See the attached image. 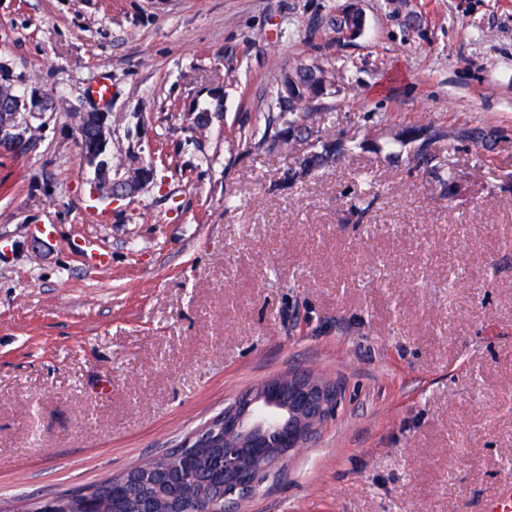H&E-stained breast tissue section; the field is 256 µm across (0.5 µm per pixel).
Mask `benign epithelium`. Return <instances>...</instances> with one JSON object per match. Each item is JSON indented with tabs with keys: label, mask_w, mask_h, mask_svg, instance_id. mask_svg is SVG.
<instances>
[{
	"label": "benign epithelium",
	"mask_w": 512,
	"mask_h": 512,
	"mask_svg": "<svg viewBox=\"0 0 512 512\" xmlns=\"http://www.w3.org/2000/svg\"><path fill=\"white\" fill-rule=\"evenodd\" d=\"M343 398L337 381L310 372L269 378L158 456V467L133 466L110 480L42 498L33 512H240L241 502L292 451L336 418ZM174 459L182 470H205L220 495L212 499L194 483L169 487L161 475Z\"/></svg>",
	"instance_id": "benign-epithelium-1"
}]
</instances>
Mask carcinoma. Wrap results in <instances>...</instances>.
I'll list each match as a JSON object with an SVG mask.
<instances>
[{"label":"carcinoma","mask_w":512,"mask_h":512,"mask_svg":"<svg viewBox=\"0 0 512 512\" xmlns=\"http://www.w3.org/2000/svg\"><path fill=\"white\" fill-rule=\"evenodd\" d=\"M362 27L360 16L350 14L342 7L329 15L321 28L336 34L341 40L345 31ZM345 82L342 70L316 59H299L288 70L281 73L275 90L267 103L264 127H256L240 136L239 144L254 150L278 152L293 156V164L284 169L281 183L297 184L316 170L336 162V147L331 145L333 134L325 127L331 114L328 102L332 84ZM31 108L20 99L11 86L0 89V122L9 121L16 133L32 137L28 124ZM76 127L81 149L87 153L100 152V130L91 121L78 120ZM315 145L297 155L299 147L308 141ZM448 131L425 121L409 133L395 134L392 143L406 145L415 143L413 157L424 166L440 186L439 200L445 201L456 176L448 170Z\"/></svg>","instance_id":"carcinoma-1"}]
</instances>
